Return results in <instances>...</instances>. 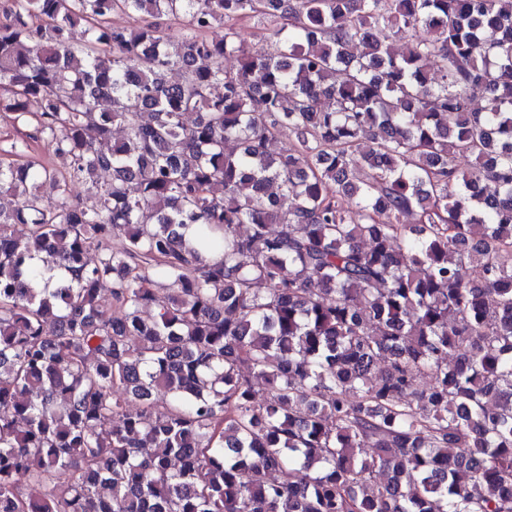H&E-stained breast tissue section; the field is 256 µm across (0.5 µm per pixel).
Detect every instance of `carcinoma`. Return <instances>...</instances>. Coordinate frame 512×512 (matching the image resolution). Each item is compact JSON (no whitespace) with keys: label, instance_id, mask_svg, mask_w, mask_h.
<instances>
[{"label":"carcinoma","instance_id":"obj_1","mask_svg":"<svg viewBox=\"0 0 512 512\" xmlns=\"http://www.w3.org/2000/svg\"><path fill=\"white\" fill-rule=\"evenodd\" d=\"M0 109V512H512V0H10ZM285 21L280 18L257 16L239 22L241 38L246 42L251 52L263 55L270 49L268 36L280 28ZM16 137L15 124L13 114L10 112H0V160L6 162L14 160L25 161L32 160L36 163L53 162V156L47 146L41 142L35 144L31 151L27 152L23 157L7 156L4 149H10V143Z\"/></svg>","mask_w":512,"mask_h":512}]
</instances>
